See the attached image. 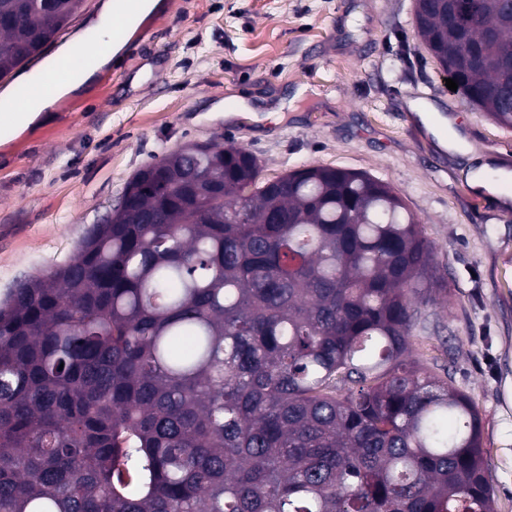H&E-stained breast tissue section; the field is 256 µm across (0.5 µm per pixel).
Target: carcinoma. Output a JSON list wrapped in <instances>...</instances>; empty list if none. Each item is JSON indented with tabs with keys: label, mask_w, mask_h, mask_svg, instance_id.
Listing matches in <instances>:
<instances>
[{
	"label": "carcinoma",
	"mask_w": 512,
	"mask_h": 512,
	"mask_svg": "<svg viewBox=\"0 0 512 512\" xmlns=\"http://www.w3.org/2000/svg\"><path fill=\"white\" fill-rule=\"evenodd\" d=\"M83 2L0 0V79ZM508 2L415 23L512 131ZM261 173L181 146L0 299V512H492L478 411L409 360L416 300L448 293L413 213L363 171Z\"/></svg>",
	"instance_id": "1"
}]
</instances>
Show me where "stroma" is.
Wrapping results in <instances>:
<instances>
[{
  "instance_id": "stroma-1",
  "label": "stroma",
  "mask_w": 512,
  "mask_h": 512,
  "mask_svg": "<svg viewBox=\"0 0 512 512\" xmlns=\"http://www.w3.org/2000/svg\"><path fill=\"white\" fill-rule=\"evenodd\" d=\"M132 51L64 94L45 118L0 140V298L68 262L132 175L189 142H234L262 176L322 165L389 184L433 242L448 300L409 357L468 394L495 512H512L498 435L512 376V206L462 169L512 171V132L472 110L417 34L413 0H158ZM86 0L36 72L101 18ZM452 117L471 146L441 149L410 103Z\"/></svg>"
}]
</instances>
